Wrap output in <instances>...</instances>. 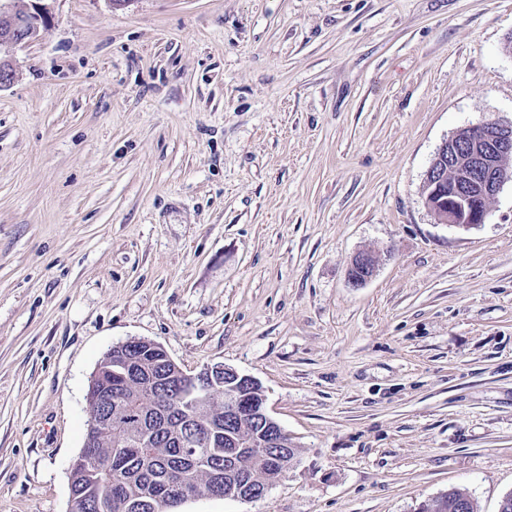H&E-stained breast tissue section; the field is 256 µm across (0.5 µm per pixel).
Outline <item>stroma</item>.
Wrapping results in <instances>:
<instances>
[{"mask_svg":"<svg viewBox=\"0 0 512 512\" xmlns=\"http://www.w3.org/2000/svg\"><path fill=\"white\" fill-rule=\"evenodd\" d=\"M0 85V512H72L112 346L255 378L299 463L180 512H418L512 493V181L425 173L512 121V0H41ZM360 251L377 255L352 287ZM511 159L512 123L486 122L443 142L425 175L437 223L464 230L485 224L490 199L512 181ZM377 268L376 257L366 251L357 253L352 259L347 271L348 281L352 287H359L369 281ZM469 498H471V496L466 490L461 488H451L448 489V492L441 494L440 496L437 497L435 502L439 503L436 504V509H434L433 511H429L431 508V501H428L422 504L419 510L429 512H457L458 509L456 508L455 504L462 500H467ZM469 510H472L470 512H478L477 503L475 502V510L474 507L470 508Z\"/></svg>","mask_w":512,"mask_h":512,"instance_id":"1","label":"stroma"}]
</instances>
